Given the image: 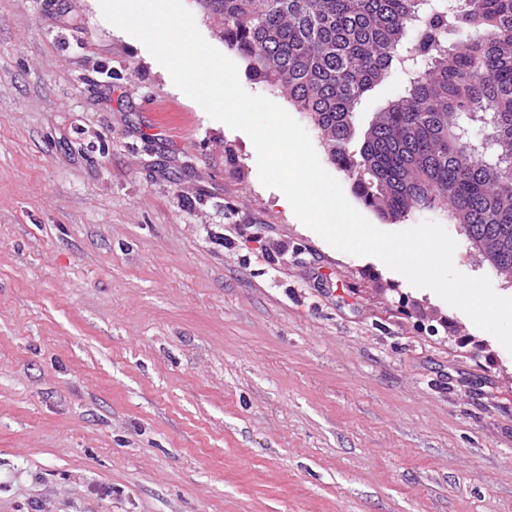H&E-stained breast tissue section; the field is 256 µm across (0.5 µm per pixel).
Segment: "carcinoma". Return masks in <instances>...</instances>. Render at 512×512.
Instances as JSON below:
<instances>
[{
  "label": "carcinoma",
  "mask_w": 512,
  "mask_h": 512,
  "mask_svg": "<svg viewBox=\"0 0 512 512\" xmlns=\"http://www.w3.org/2000/svg\"><path fill=\"white\" fill-rule=\"evenodd\" d=\"M387 221L443 209L512 277V0H196ZM460 23L476 36L448 44ZM405 76L364 131L356 112Z\"/></svg>",
  "instance_id": "1"
}]
</instances>
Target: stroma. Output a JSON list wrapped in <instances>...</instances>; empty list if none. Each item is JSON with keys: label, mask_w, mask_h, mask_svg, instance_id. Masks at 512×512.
<instances>
[{"label": "stroma", "mask_w": 512, "mask_h": 512, "mask_svg": "<svg viewBox=\"0 0 512 512\" xmlns=\"http://www.w3.org/2000/svg\"><path fill=\"white\" fill-rule=\"evenodd\" d=\"M0 512H512V354L304 226L99 0H0Z\"/></svg>", "instance_id": "stroma-1"}]
</instances>
